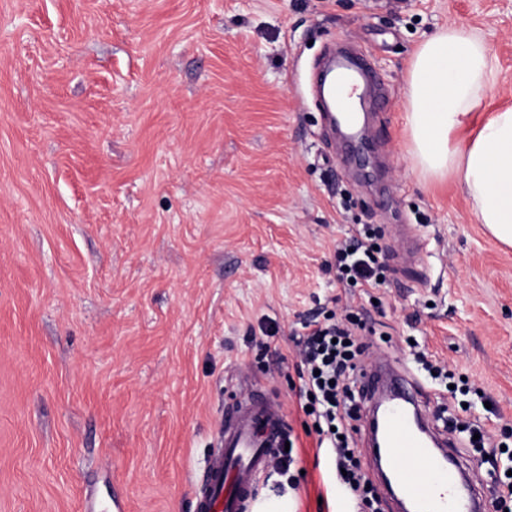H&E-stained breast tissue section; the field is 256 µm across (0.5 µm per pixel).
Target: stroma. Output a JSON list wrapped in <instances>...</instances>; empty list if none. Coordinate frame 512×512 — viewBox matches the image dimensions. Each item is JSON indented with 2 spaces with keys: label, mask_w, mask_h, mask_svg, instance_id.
Here are the masks:
<instances>
[{
  "label": "stroma",
  "mask_w": 512,
  "mask_h": 512,
  "mask_svg": "<svg viewBox=\"0 0 512 512\" xmlns=\"http://www.w3.org/2000/svg\"><path fill=\"white\" fill-rule=\"evenodd\" d=\"M475 29L497 83L462 130L512 106V0H0V512H195L225 408L276 401L296 490L254 512H369L316 466L294 335L366 314L365 364L414 352L480 392L512 447V247L458 179L423 178L405 130L409 62ZM351 44L386 91L367 109L391 196L343 162L316 64ZM369 224L390 267L330 266ZM417 234L403 259L399 225ZM352 437L382 512H399Z\"/></svg>",
  "instance_id": "obj_1"
}]
</instances>
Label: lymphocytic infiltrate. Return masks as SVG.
I'll return each mask as SVG.
<instances>
[{"label":"lymphocytic infiltrate","mask_w":512,"mask_h":512,"mask_svg":"<svg viewBox=\"0 0 512 512\" xmlns=\"http://www.w3.org/2000/svg\"><path fill=\"white\" fill-rule=\"evenodd\" d=\"M369 237L364 231L336 248L338 277L349 286L378 288L387 280L384 258ZM364 326L357 313L348 311L323 323L307 322L306 332L297 342L303 365L298 372L297 395L311 407L316 457L328 469L342 472L348 495L361 500L369 493L368 482L359 471L348 434L359 410L355 389L362 373L360 358L368 348L356 339L355 332Z\"/></svg>","instance_id":"f902f5d3"}]
</instances>
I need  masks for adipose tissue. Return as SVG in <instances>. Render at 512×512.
Returning a JSON list of instances; mask_svg holds the SVG:
<instances>
[{"label":"adipose tissue","instance_id":"ef3b65f1","mask_svg":"<svg viewBox=\"0 0 512 512\" xmlns=\"http://www.w3.org/2000/svg\"><path fill=\"white\" fill-rule=\"evenodd\" d=\"M497 74L496 58L473 31L451 26L426 37L409 65L404 123L420 173L459 175L480 223L512 246V108L494 112L467 140L457 137Z\"/></svg>","mask_w":512,"mask_h":512}]
</instances>
